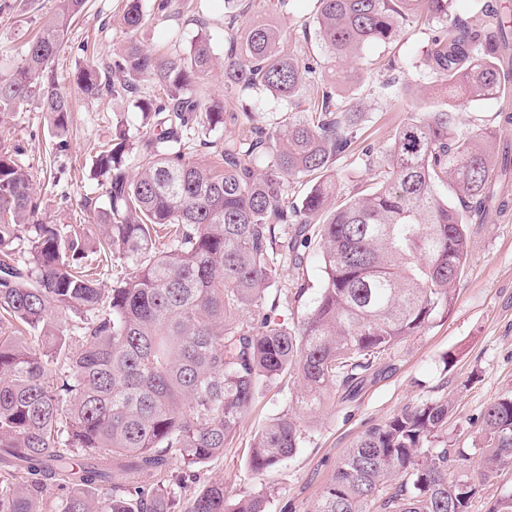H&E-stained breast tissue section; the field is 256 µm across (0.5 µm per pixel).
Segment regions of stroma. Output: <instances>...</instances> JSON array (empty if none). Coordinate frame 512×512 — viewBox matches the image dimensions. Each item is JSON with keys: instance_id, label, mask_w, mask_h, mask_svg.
Masks as SVG:
<instances>
[{"instance_id": "35a3bbf8", "label": "stroma", "mask_w": 512, "mask_h": 512, "mask_svg": "<svg viewBox=\"0 0 512 512\" xmlns=\"http://www.w3.org/2000/svg\"><path fill=\"white\" fill-rule=\"evenodd\" d=\"M268 2L248 0L239 26L261 20L279 23L288 29L286 50L324 61L316 39H305L303 34L312 0H289L284 15L269 10ZM154 3L143 2L153 17L136 35L142 46L159 54L175 44L186 50L205 34L215 52L223 53L226 0H171L174 12L169 16L153 13ZM57 5L58 0H0V70L9 71L20 62L30 34L54 15ZM121 5L122 0H88L51 64L74 102L67 147L49 150L48 121L35 101L16 113L6 134L7 146L18 148L32 174L42 201L41 217L51 224L88 223L83 201L102 198L104 192L91 174L100 146L111 141L117 125H125L133 135L142 125L132 97H86L73 81L77 67L110 62L123 50L127 36L119 24ZM431 36L427 24L415 22L392 43L369 46L360 58L345 61V68L359 75L353 91L365 109L353 152L333 160L328 171L336 183L337 200L373 187L377 177L369 169V159L381 158L409 110L426 111L437 104L429 91L433 78L425 64ZM388 79L398 83L400 94L378 93V86ZM452 110L459 138L488 129L497 140L512 143V124L505 118L506 111L512 110V90L480 102L456 100ZM367 146L372 149L368 156L363 153ZM470 231L468 260L451 313L392 350L384 369L366 383L357 401L336 397L315 417L303 418L302 442L294 456L277 468L258 472L248 464L254 437L293 407L296 383L292 377H283L277 386L260 392L223 456L196 468L189 491L220 482L232 502L264 493L268 512H315L339 459L367 429L406 408L435 401L445 400L453 407L449 441L459 448L477 445L484 410L512 392V206L491 214L487 223L473 225ZM323 280L318 244L306 248L302 265H284L282 286H305L304 295L280 311L288 325H298L306 317Z\"/></svg>"}]
</instances>
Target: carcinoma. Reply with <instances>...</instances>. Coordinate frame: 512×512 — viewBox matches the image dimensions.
<instances>
[{
    "label": "carcinoma",
    "mask_w": 512,
    "mask_h": 512,
    "mask_svg": "<svg viewBox=\"0 0 512 512\" xmlns=\"http://www.w3.org/2000/svg\"><path fill=\"white\" fill-rule=\"evenodd\" d=\"M448 2L315 0L312 23L336 62L421 20L434 26L427 60L436 93L500 94L512 72V21L490 0L480 18L450 19ZM85 3L60 0L21 63L0 75V132L36 97L55 146L66 142L72 100L50 64ZM148 21L142 0H124V53L74 76L87 97L137 95L145 77L163 91L136 101L145 133L118 128L95 157L106 190L104 201L83 203L96 217L93 234L42 222L30 172L0 144V324L28 332L0 335V512H175L187 485L171 483V458L190 473L223 455L259 391L286 373L298 380L295 404L306 416L338 392L356 398L391 350L451 312L468 226L506 206L492 178L493 136L458 139L448 108L409 113L385 151L381 185L334 203L329 165L353 150L361 120L352 72L332 69L307 96L316 67L283 52L282 28L258 22L239 36L229 18L221 60L206 34L186 52L143 49L132 36ZM218 68L225 93L270 94L286 105L280 121L261 126L249 107L235 138L201 139L224 126V101L193 89ZM198 142L218 168L187 161ZM312 176L319 180L301 206L288 209L290 181ZM313 234L325 280L293 329L275 312L303 288L279 287L282 263L302 264ZM91 254L123 262L112 288L86 270ZM450 413L446 401L426 403L366 430L317 512L375 504L380 512H469L481 483L512 466V393L484 411L476 479L448 474L470 460L449 444ZM301 438L298 418H273L251 448V468L281 466ZM118 461L126 478L150 472L155 486L129 497L112 474ZM47 483L57 485L59 503L44 500ZM267 502L258 494L230 504L216 482L191 496L187 512H268Z\"/></svg>",
    "instance_id": "cac0c4a2"
}]
</instances>
